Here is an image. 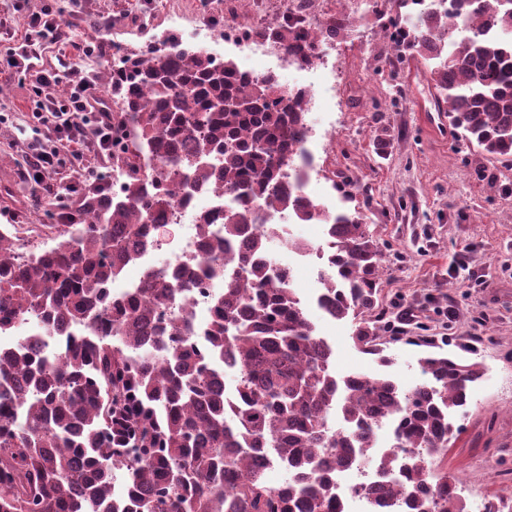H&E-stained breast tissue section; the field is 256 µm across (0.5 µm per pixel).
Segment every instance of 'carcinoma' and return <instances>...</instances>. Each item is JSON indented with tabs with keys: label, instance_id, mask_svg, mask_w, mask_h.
Returning <instances> with one entry per match:
<instances>
[{
	"label": "carcinoma",
	"instance_id": "1",
	"mask_svg": "<svg viewBox=\"0 0 512 512\" xmlns=\"http://www.w3.org/2000/svg\"><path fill=\"white\" fill-rule=\"evenodd\" d=\"M418 2H375L373 13H395V47L433 62L454 137L511 158L512 0H447L401 30L402 9ZM302 12L285 7L264 35L306 66L350 17L314 26ZM111 74L120 190L86 193L49 248L20 252L0 235V336L40 320L0 352V512H345L336 474L365 464L385 425L395 450L379 457L384 481L366 489L369 500L466 512L441 465L483 363L426 353L425 380L409 389L385 373L339 376L331 345L274 269L277 225L257 223L259 206L326 225L336 251L318 307L351 319L355 344L378 365L394 363L375 230L289 181L310 129L308 93L284 91L273 74L249 79L174 36L126 53ZM218 181L234 204L224 232L197 225L198 262L151 269L112 299L177 199ZM206 279L222 288L201 329L187 311L162 320ZM266 459L288 474L276 488Z\"/></svg>",
	"mask_w": 512,
	"mask_h": 512
}]
</instances>
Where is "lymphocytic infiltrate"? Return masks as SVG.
Instances as JSON below:
<instances>
[{
    "label": "lymphocytic infiltrate",
    "mask_w": 512,
    "mask_h": 512,
    "mask_svg": "<svg viewBox=\"0 0 512 512\" xmlns=\"http://www.w3.org/2000/svg\"><path fill=\"white\" fill-rule=\"evenodd\" d=\"M81 9L77 2L65 17L44 10L29 17L19 30L12 27L9 17L0 18V27L11 39L7 58L0 63V75L29 77L37 98L33 117L54 135L52 144L32 147L25 171L27 182L50 205L63 201L76 190L78 183L91 181L95 169L83 164L85 152L108 154L118 141L112 115L101 106L95 75L85 65L86 59L104 52V45L90 38L76 44V61L61 58L49 65L43 59L47 49L63 42L67 29L77 26ZM65 155L76 163L75 180L56 187L50 184L49 178Z\"/></svg>",
    "instance_id": "1"
}]
</instances>
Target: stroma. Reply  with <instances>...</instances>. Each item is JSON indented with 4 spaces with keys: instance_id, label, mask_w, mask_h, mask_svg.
Here are the masks:
<instances>
[{
    "instance_id": "obj_1",
    "label": "stroma",
    "mask_w": 512,
    "mask_h": 512,
    "mask_svg": "<svg viewBox=\"0 0 512 512\" xmlns=\"http://www.w3.org/2000/svg\"><path fill=\"white\" fill-rule=\"evenodd\" d=\"M87 15L111 17L102 41L132 50L172 33L197 35V48L244 65L238 45L214 32L225 24L224 0H83ZM326 70L331 87L324 109L309 115L308 147L315 172L311 190L329 207H343V183L364 191L354 205L373 224L381 241L383 293L387 311L409 310L400 338L389 345L390 371L403 386L418 383L422 339L439 354L464 356L477 347L485 366L467 411L456 417L462 431L450 445L448 478L467 507L512 500V160L487 158L455 138L428 137L417 121L418 104L434 93L423 60L397 58L376 17L351 15L333 42ZM264 70L274 58L250 61ZM0 107V229L20 228L23 243L51 246L61 228L54 210L40 205L23 177L28 158L23 128L32 126L33 93L23 76L5 82ZM388 128L387 155L374 153L371 136ZM456 266L474 285L448 276ZM319 261L294 264L295 286L319 333L334 350L338 373L373 371L347 321L328 319L317 309Z\"/></svg>"
}]
</instances>
